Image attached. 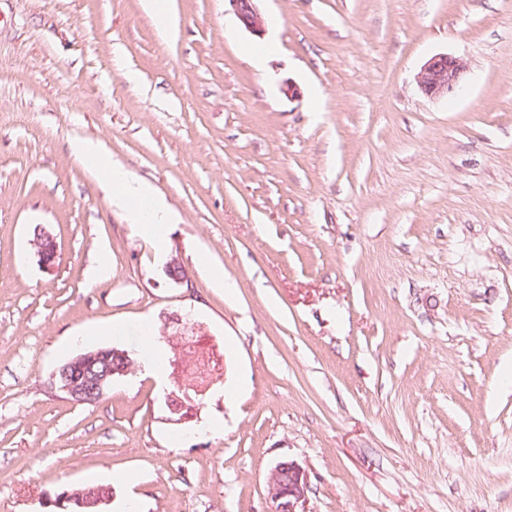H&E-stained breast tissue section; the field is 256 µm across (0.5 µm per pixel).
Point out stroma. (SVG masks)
<instances>
[{"mask_svg":"<svg viewBox=\"0 0 512 512\" xmlns=\"http://www.w3.org/2000/svg\"><path fill=\"white\" fill-rule=\"evenodd\" d=\"M167 2L161 32L140 0H0V512L100 486L106 512H272L282 460L306 512H512V0H261L259 36ZM437 54L455 96L417 88ZM79 139L154 187L163 243ZM187 311L225 372L176 423L144 329ZM99 346L138 370L62 398ZM466 71L463 59L448 54L431 57L417 75L420 91L431 98H443L455 94L460 88ZM39 264L51 271L56 266L58 244L56 238L48 231L40 229L33 240ZM101 348L106 349L79 353L59 365L50 375L53 388L68 400L92 404L103 397L114 376L134 371L136 361L128 351ZM267 485L274 512H306L310 484L306 472L293 461H279L269 471Z\"/></svg>","mask_w":512,"mask_h":512,"instance_id":"obj_1","label":"stroma"}]
</instances>
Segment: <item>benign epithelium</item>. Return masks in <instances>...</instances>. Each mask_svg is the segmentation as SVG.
<instances>
[{
  "mask_svg": "<svg viewBox=\"0 0 512 512\" xmlns=\"http://www.w3.org/2000/svg\"><path fill=\"white\" fill-rule=\"evenodd\" d=\"M241 26L254 35L263 32V19L258 8L259 0H228ZM466 71L463 59L448 54L431 57L417 75L420 91L431 98H443L455 94L460 88L462 75ZM39 264L50 271L56 266L58 244L56 238L46 230H39L33 240ZM174 366L173 387L165 392V404L169 412L180 422L189 417L183 410L189 408L194 399L205 395L223 379L224 366L220 355L191 336L169 341ZM132 355L116 348L99 349L79 353L59 365L50 375V383L66 399L92 404L99 401L114 376H125L135 369ZM267 485L274 502V512H305L310 484L306 472L293 461H280L269 471ZM112 497L109 490L87 494L80 491H65L51 496L45 495V504L65 512L66 504L77 501L93 512H101V505Z\"/></svg>",
  "mask_w": 512,
  "mask_h": 512,
  "instance_id": "obj_1",
  "label": "benign epithelium"
}]
</instances>
